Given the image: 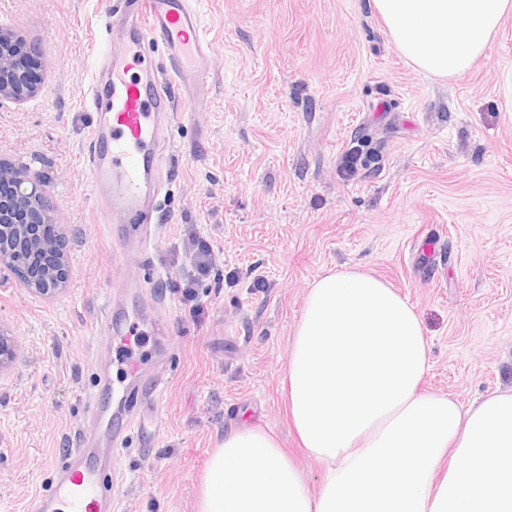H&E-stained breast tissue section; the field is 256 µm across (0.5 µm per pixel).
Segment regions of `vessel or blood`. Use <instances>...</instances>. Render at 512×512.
<instances>
[{
	"mask_svg": "<svg viewBox=\"0 0 512 512\" xmlns=\"http://www.w3.org/2000/svg\"><path fill=\"white\" fill-rule=\"evenodd\" d=\"M132 19L127 28H113L98 56L105 79H94L90 106H104L100 120L86 137L85 164L94 185L110 190L104 210L110 219L137 218L141 231L135 242L141 252L154 247L155 203L163 191L161 145L166 129L181 114L165 81L183 88L208 77L211 44L190 0H124ZM162 46L169 63L168 77L149 64L144 52ZM126 379L113 384L101 372L98 387L88 396L90 427L80 429L72 448L53 471L50 493L34 498L29 512H119L117 489L121 472L112 456L126 432L140 428L143 411L154 408L165 379L129 362Z\"/></svg>",
	"mask_w": 512,
	"mask_h": 512,
	"instance_id": "vessel-or-blood-1",
	"label": "vessel or blood"
}]
</instances>
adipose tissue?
<instances>
[{"mask_svg": "<svg viewBox=\"0 0 512 512\" xmlns=\"http://www.w3.org/2000/svg\"><path fill=\"white\" fill-rule=\"evenodd\" d=\"M400 53L440 77L466 71L512 0H370ZM419 315L358 271L309 288L284 382L302 448L322 466L310 493L277 438L225 433L196 512H512V391L469 405L423 390Z\"/></svg>", "mask_w": 512, "mask_h": 512, "instance_id": "adipose-tissue-1", "label": "adipose tissue"}]
</instances>
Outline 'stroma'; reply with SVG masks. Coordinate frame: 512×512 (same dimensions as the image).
Returning a JSON list of instances; mask_svg holds the SVG:
<instances>
[{"label": "stroma", "mask_w": 512, "mask_h": 512, "mask_svg": "<svg viewBox=\"0 0 512 512\" xmlns=\"http://www.w3.org/2000/svg\"><path fill=\"white\" fill-rule=\"evenodd\" d=\"M114 2L0 0V24L42 64L35 98H0V160L44 179L71 268L50 297L0 270V330L17 344L0 372V512H28L49 489L101 355L113 380L131 359L167 379L142 419L159 436L112 458L121 512H196L210 453L242 427L275 433L318 492L281 380L307 291L330 272L373 274L415 308L430 359L423 389L465 406L512 390V14L448 78L403 57L369 0H193L213 53L197 103L177 102L147 278L120 249L131 225L101 223L81 159L91 38ZM357 148L367 163L345 176ZM187 224L217 257L195 319L172 255ZM115 283L126 317L163 302L169 336L146 323L131 339L101 335Z\"/></svg>", "instance_id": "obj_1"}]
</instances>
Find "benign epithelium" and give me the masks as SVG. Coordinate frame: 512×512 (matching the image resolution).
<instances>
[{"label": "benign epithelium", "instance_id": "1", "mask_svg": "<svg viewBox=\"0 0 512 512\" xmlns=\"http://www.w3.org/2000/svg\"><path fill=\"white\" fill-rule=\"evenodd\" d=\"M34 50L8 26L0 24V98L25 101L38 84L30 78ZM54 226L46 235L42 228ZM14 272L35 293L51 295L69 275L68 241L45 201L40 179L29 170L0 162V269ZM16 345L0 332V368L16 361Z\"/></svg>", "mask_w": 512, "mask_h": 512}]
</instances>
